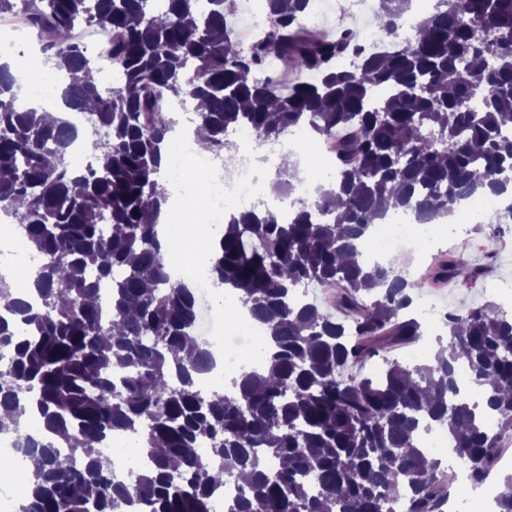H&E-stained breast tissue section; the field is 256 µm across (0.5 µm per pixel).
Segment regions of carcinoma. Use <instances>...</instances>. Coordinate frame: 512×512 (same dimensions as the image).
<instances>
[{
  "instance_id": "1",
  "label": "carcinoma",
  "mask_w": 512,
  "mask_h": 512,
  "mask_svg": "<svg viewBox=\"0 0 512 512\" xmlns=\"http://www.w3.org/2000/svg\"><path fill=\"white\" fill-rule=\"evenodd\" d=\"M235 2L166 0L157 12L149 0H0V15H25L47 62L71 75L61 101L90 122L89 156L107 159L69 169L79 129L23 103L0 64V209L38 259V305L17 299L0 315V409L12 417L0 435L39 462L19 512H213L230 481L240 494L225 512H394L401 498L407 512H443L444 467L418 446L419 427L448 431L474 488L512 433V314L494 302L449 312L432 361L385 357L378 374L345 373L421 338L398 258L369 264L358 250L387 205L432 222L476 194H512V0H437L405 40L397 0H378L374 24L391 41L375 48L321 38L303 24L311 0H266L273 32L247 56ZM76 27L108 34L121 74L112 93ZM271 59L309 78L257 79ZM157 87L200 100L193 121L215 154L234 149L231 130L261 147L306 127L334 140L340 161L328 186L291 202L288 223L256 205L224 219L211 272L269 346L263 369L222 393L202 390L206 347L181 355L197 308L166 272L156 231L169 203L161 144L176 124ZM299 181L280 169L273 191L290 198ZM435 274L478 270L448 259ZM332 284L345 322L295 301L300 286ZM34 408L41 436L21 428ZM116 432L151 459L132 479L101 464ZM494 508L512 512V474Z\"/></svg>"
}]
</instances>
